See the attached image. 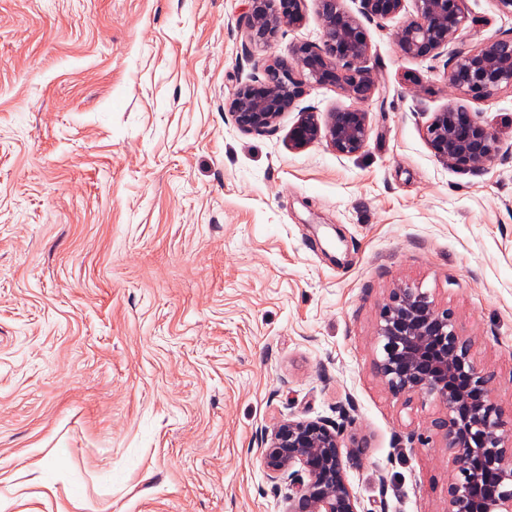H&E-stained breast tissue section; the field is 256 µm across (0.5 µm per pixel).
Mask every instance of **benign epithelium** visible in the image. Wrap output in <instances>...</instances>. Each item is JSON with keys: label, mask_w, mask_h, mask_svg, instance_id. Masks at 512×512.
<instances>
[{"label": "benign epithelium", "mask_w": 512, "mask_h": 512, "mask_svg": "<svg viewBox=\"0 0 512 512\" xmlns=\"http://www.w3.org/2000/svg\"><path fill=\"white\" fill-rule=\"evenodd\" d=\"M305 0H249V41L269 45L284 27L303 20ZM407 0H361V14L386 20ZM414 13L397 32L406 56L426 60L439 56L460 39L469 20L464 0H412ZM323 21L321 43L294 48L292 59L261 62L262 77L239 88L231 102L236 123L246 131L264 132L306 89L334 84L357 105L329 113H300L288 144L305 148L326 139L336 154L360 153L368 138V113L359 107L374 89L367 66L369 43L361 21L345 12L340 0H318ZM446 82L462 97L475 100L512 90V36L452 54ZM426 139L448 165L464 169L495 154L498 133L481 123L471 109L450 100L426 128ZM376 340L383 356L377 372L396 396L418 397L443 406L435 422L454 471L448 477V512H512V422L490 398L489 377L471 356V341L458 334L455 313L441 308L429 293L412 287L393 288L379 311ZM262 449L269 479L288 483V512H359L346 470L358 458L353 446L342 448L338 428L326 420H283Z\"/></svg>", "instance_id": "1"}]
</instances>
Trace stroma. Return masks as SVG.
Returning a JSON list of instances; mask_svg holds the SVG:
<instances>
[{"mask_svg": "<svg viewBox=\"0 0 512 512\" xmlns=\"http://www.w3.org/2000/svg\"><path fill=\"white\" fill-rule=\"evenodd\" d=\"M460 42L512 35L466 0ZM246 0H0V497L7 512H286L262 450L324 419L363 512H448L432 401L376 370L379 309L410 285L456 314L512 417V91L469 106L499 134L476 169L425 128L443 54L403 55L404 15L364 21L375 87L364 150L291 148L230 110L262 59L319 42L316 0L269 47ZM347 416H340L339 406Z\"/></svg>", "mask_w": 512, "mask_h": 512, "instance_id": "35a3bbf8", "label": "stroma"}]
</instances>
